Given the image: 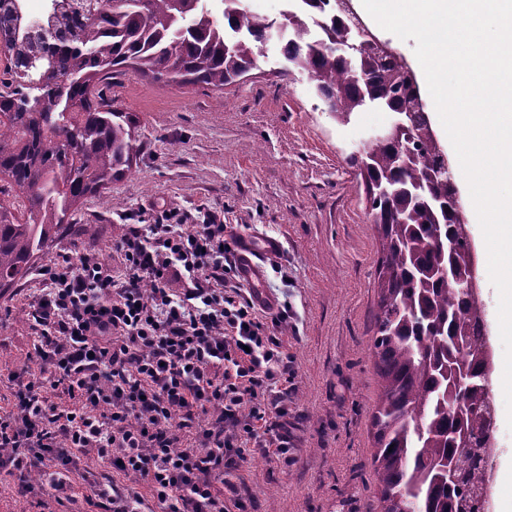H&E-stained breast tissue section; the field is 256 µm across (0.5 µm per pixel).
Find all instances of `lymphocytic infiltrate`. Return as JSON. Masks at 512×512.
<instances>
[{
    "label": "lymphocytic infiltrate",
    "instance_id": "f902f5d3",
    "mask_svg": "<svg viewBox=\"0 0 512 512\" xmlns=\"http://www.w3.org/2000/svg\"><path fill=\"white\" fill-rule=\"evenodd\" d=\"M241 240L216 215L188 229L165 209L113 242L122 272L70 252L41 267L38 370L16 376L0 416V469L19 476L17 496L69 512H247L216 482L247 445L288 458V305L237 287ZM88 449L127 485L91 478L77 500L70 473Z\"/></svg>",
    "mask_w": 512,
    "mask_h": 512
}]
</instances>
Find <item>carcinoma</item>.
Listing matches in <instances>:
<instances>
[{
  "mask_svg": "<svg viewBox=\"0 0 512 512\" xmlns=\"http://www.w3.org/2000/svg\"><path fill=\"white\" fill-rule=\"evenodd\" d=\"M209 2L46 0V17L33 19L20 0H0V195L28 214L21 221L0 202V292L17 287L74 206L103 195L139 153L132 118L102 100L99 85L116 67L131 61L154 81L221 88L253 68L256 44L275 28L283 57L341 120L372 105L413 113L401 141L375 138L351 158L382 246L372 344L379 512H482L480 474L463 459L486 452L485 337L470 336L471 299L456 284L472 248L453 224L448 183L430 177L441 148L420 136L414 89L366 39L339 56L348 28L335 19L310 37L295 11L274 24L222 0L221 22ZM72 15L77 31L65 37L59 27Z\"/></svg>",
  "mask_w": 512,
  "mask_h": 512,
  "instance_id": "1",
  "label": "carcinoma"
}]
</instances>
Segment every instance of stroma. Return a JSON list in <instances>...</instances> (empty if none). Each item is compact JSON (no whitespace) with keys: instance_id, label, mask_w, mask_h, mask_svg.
<instances>
[{"instance_id":"stroma-1","label":"stroma","mask_w":512,"mask_h":512,"mask_svg":"<svg viewBox=\"0 0 512 512\" xmlns=\"http://www.w3.org/2000/svg\"><path fill=\"white\" fill-rule=\"evenodd\" d=\"M105 95L135 120L141 149L105 198L82 201L52 255L91 253L121 270L112 243L123 223L151 220L160 206L189 224L214 213L241 233L277 239L279 253L262 264L266 292L288 303L290 460L251 448L230 480L250 512H378L369 346L380 253L350 158L392 114L370 108L337 121L275 37L224 89L157 83L127 65ZM38 286L33 271L0 297V415L37 340L28 312Z\"/></svg>"}]
</instances>
